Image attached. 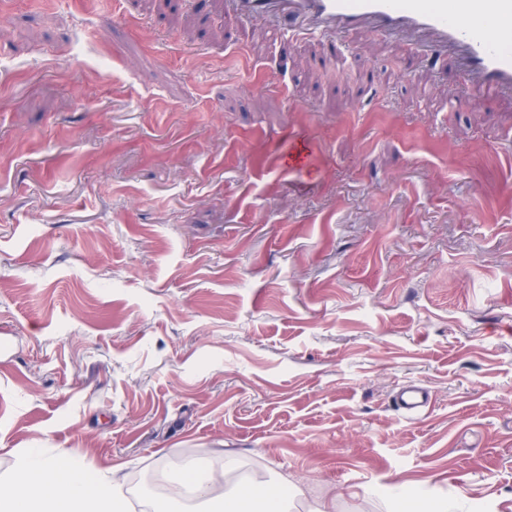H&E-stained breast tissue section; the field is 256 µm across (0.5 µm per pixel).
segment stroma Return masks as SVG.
Returning <instances> with one entry per match:
<instances>
[{"instance_id": "1", "label": "stroma", "mask_w": 512, "mask_h": 512, "mask_svg": "<svg viewBox=\"0 0 512 512\" xmlns=\"http://www.w3.org/2000/svg\"><path fill=\"white\" fill-rule=\"evenodd\" d=\"M224 11L0 0V475L186 512L148 476L230 449L292 512H512V94ZM431 403L432 398L428 391L418 384L408 385L402 391L398 392L396 397L398 410H401L407 415L420 412L424 408H429ZM11 474L0 478V512H128L118 470H88L71 457L38 448L14 453Z\"/></svg>"}]
</instances>
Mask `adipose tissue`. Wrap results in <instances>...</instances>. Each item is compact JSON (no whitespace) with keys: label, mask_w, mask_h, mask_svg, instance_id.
Returning <instances> with one entry per match:
<instances>
[{"label":"adipose tissue","mask_w":512,"mask_h":512,"mask_svg":"<svg viewBox=\"0 0 512 512\" xmlns=\"http://www.w3.org/2000/svg\"><path fill=\"white\" fill-rule=\"evenodd\" d=\"M236 465L224 458L223 471L199 464L174 474L176 481L191 482L194 498L206 505L214 486ZM292 494L277 492L275 485L249 481L238 485L221 503L222 512H290ZM131 503L117 469L88 470L70 457L42 454L29 448L16 452L8 477L0 478V512H130Z\"/></svg>","instance_id":"ef3b65f1"}]
</instances>
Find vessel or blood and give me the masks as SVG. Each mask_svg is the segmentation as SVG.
<instances>
[{"mask_svg":"<svg viewBox=\"0 0 512 512\" xmlns=\"http://www.w3.org/2000/svg\"><path fill=\"white\" fill-rule=\"evenodd\" d=\"M228 12L240 21L292 16L295 26L280 31L289 40L356 31L394 35L429 62L456 54L475 92H512V43L503 36L512 26V0H228ZM431 403L416 384L396 397L408 415Z\"/></svg>","mask_w":512,"mask_h":512,"instance_id":"obj_1","label":"vessel or blood"}]
</instances>
